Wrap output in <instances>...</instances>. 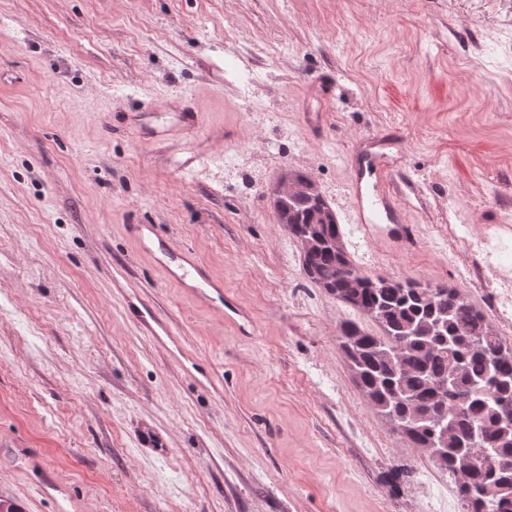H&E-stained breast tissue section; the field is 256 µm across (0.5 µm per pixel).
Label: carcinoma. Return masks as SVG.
I'll list each match as a JSON object with an SVG mask.
<instances>
[{"label":"carcinoma","mask_w":512,"mask_h":512,"mask_svg":"<svg viewBox=\"0 0 512 512\" xmlns=\"http://www.w3.org/2000/svg\"><path fill=\"white\" fill-rule=\"evenodd\" d=\"M297 190L275 198L279 223L303 250L308 279L374 321L340 328L359 388L414 448H435V465L456 479L462 512H512V348L457 288L373 276L355 265L336 212L300 173Z\"/></svg>","instance_id":"carcinoma-1"}]
</instances>
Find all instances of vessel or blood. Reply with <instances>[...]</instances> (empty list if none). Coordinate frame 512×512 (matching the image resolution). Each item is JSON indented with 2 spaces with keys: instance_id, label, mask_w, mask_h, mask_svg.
Masks as SVG:
<instances>
[{
  "instance_id": "obj_1",
  "label": "vessel or blood",
  "mask_w": 512,
  "mask_h": 512,
  "mask_svg": "<svg viewBox=\"0 0 512 512\" xmlns=\"http://www.w3.org/2000/svg\"><path fill=\"white\" fill-rule=\"evenodd\" d=\"M380 145V139L373 138L365 153L346 156L351 174L347 221L364 238L381 239L393 249L407 251L417 244L414 227L406 222L398 188L407 176L401 164L380 152ZM209 162L207 153L190 148L181 158L178 170L185 175L194 174L206 169ZM129 232L165 269L169 281L200 304L211 306L224 301L223 281L212 277L193 252L174 247L169 240L160 237L151 224L130 225Z\"/></svg>"
}]
</instances>
